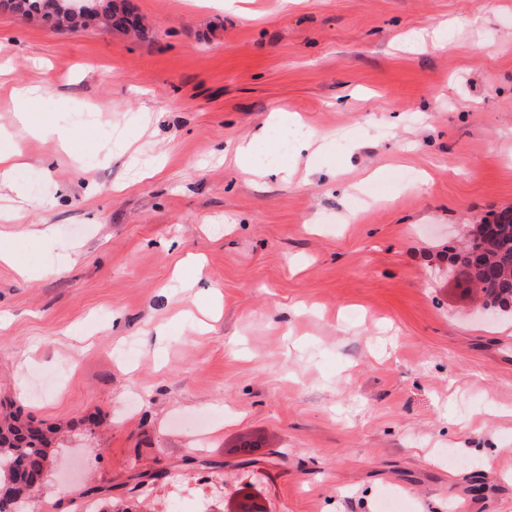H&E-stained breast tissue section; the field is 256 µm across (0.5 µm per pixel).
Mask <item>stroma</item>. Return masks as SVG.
<instances>
[{
  "label": "stroma",
  "mask_w": 512,
  "mask_h": 512,
  "mask_svg": "<svg viewBox=\"0 0 512 512\" xmlns=\"http://www.w3.org/2000/svg\"><path fill=\"white\" fill-rule=\"evenodd\" d=\"M132 3L139 36L0 13V408L59 430L31 512H512V313L448 268L512 208V0ZM283 112L320 154L238 167ZM262 134L254 136L250 140L243 141L238 147L235 161L238 165L245 168V170L252 174H262L266 168L255 163L254 158L261 142ZM24 156L14 142L4 136H0V187L14 185V172L25 166Z\"/></svg>",
  "instance_id": "35a3bbf8"
}]
</instances>
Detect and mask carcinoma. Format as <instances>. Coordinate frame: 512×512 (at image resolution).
Here are the masks:
<instances>
[{
	"label": "carcinoma",
	"mask_w": 512,
	"mask_h": 512,
	"mask_svg": "<svg viewBox=\"0 0 512 512\" xmlns=\"http://www.w3.org/2000/svg\"><path fill=\"white\" fill-rule=\"evenodd\" d=\"M0 12L37 19L60 30L90 25L123 32L143 29L141 16L128 0H0ZM473 251L483 257L476 268L470 263ZM448 261L466 271L469 281L484 293L489 309L512 312V211L471 225L463 245ZM51 433L13 414L0 417V512H24L22 499L34 488L16 482V467L23 464L30 474L41 473Z\"/></svg>",
	"instance_id": "obj_1"
}]
</instances>
